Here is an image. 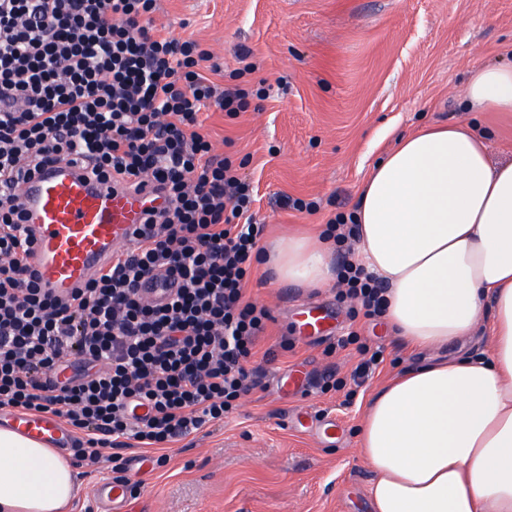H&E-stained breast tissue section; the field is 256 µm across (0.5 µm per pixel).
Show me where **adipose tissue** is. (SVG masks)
<instances>
[{"instance_id": "ef3b65f1", "label": "adipose tissue", "mask_w": 512, "mask_h": 512, "mask_svg": "<svg viewBox=\"0 0 512 512\" xmlns=\"http://www.w3.org/2000/svg\"><path fill=\"white\" fill-rule=\"evenodd\" d=\"M464 106L512 112V65L476 70ZM356 260L387 286L403 341L436 348L489 327L483 359H434L368 401L359 454L370 512H512V161L491 163L468 123L397 137L370 169L356 209ZM265 259L279 281L334 282L329 247L301 229ZM74 463L0 427V512H71Z\"/></svg>"}]
</instances>
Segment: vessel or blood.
<instances>
[{
	"mask_svg": "<svg viewBox=\"0 0 512 512\" xmlns=\"http://www.w3.org/2000/svg\"><path fill=\"white\" fill-rule=\"evenodd\" d=\"M19 193L31 229L30 266L40 288L55 295L84 287L113 251L134 238L147 210L163 203L155 183L116 186L65 161L25 181ZM332 316L326 307H306L300 334L323 333ZM10 424L53 447L68 451L73 446L71 434L58 417L14 415ZM95 496L105 512H124V484L102 482Z\"/></svg>",
	"mask_w": 512,
	"mask_h": 512,
	"instance_id": "vessel-or-blood-1",
	"label": "vessel or blood"
}]
</instances>
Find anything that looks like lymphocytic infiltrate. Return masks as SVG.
Masks as SVG:
<instances>
[{"label":"lymphocytic infiltrate","mask_w":512,"mask_h":512,"mask_svg":"<svg viewBox=\"0 0 512 512\" xmlns=\"http://www.w3.org/2000/svg\"><path fill=\"white\" fill-rule=\"evenodd\" d=\"M158 0H0V410L49 413L77 435L75 459L112 462L120 439L167 461L174 439L223 422L261 378L251 364L270 312L245 300L262 227L249 183L218 157L201 114L241 111L255 92L222 88L211 51L164 35ZM83 164L167 207L67 297L38 288L17 188L45 166ZM174 294L151 303L143 280ZM355 314L380 318L386 288L345 262ZM147 407L145 417L130 405Z\"/></svg>","instance_id":"obj_1"}]
</instances>
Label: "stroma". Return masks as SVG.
I'll use <instances>...</instances> for the list:
<instances>
[{
	"label": "stroma",
	"mask_w": 512,
	"mask_h": 512,
	"mask_svg": "<svg viewBox=\"0 0 512 512\" xmlns=\"http://www.w3.org/2000/svg\"><path fill=\"white\" fill-rule=\"evenodd\" d=\"M181 40L193 39L223 65L221 85H270L236 114L209 109L203 130L215 154L243 165L257 190L253 210L263 239L302 224L324 230L355 211L372 164L394 140L428 123L470 121L487 134L492 161L512 160V112H464L470 74L512 64V0H161L154 15ZM255 73L242 72L239 50ZM284 197L317 204L315 213L281 206ZM336 288L272 284L252 265L249 301L271 314L253 365L262 384L240 396L224 422L170 443L169 461L148 469L125 512H368L371 469L358 452L368 399L381 384L434 356L485 355L480 334L440 351L406 346L386 320L351 318ZM335 313L325 336L295 329L304 307ZM354 344L326 354L337 336ZM383 361L363 384L351 374L360 345ZM277 357L266 361L268 348ZM296 371L305 392L284 394L279 377ZM311 413L316 426L297 418ZM335 421V437L321 422Z\"/></svg>",
	"instance_id": "1"
}]
</instances>
